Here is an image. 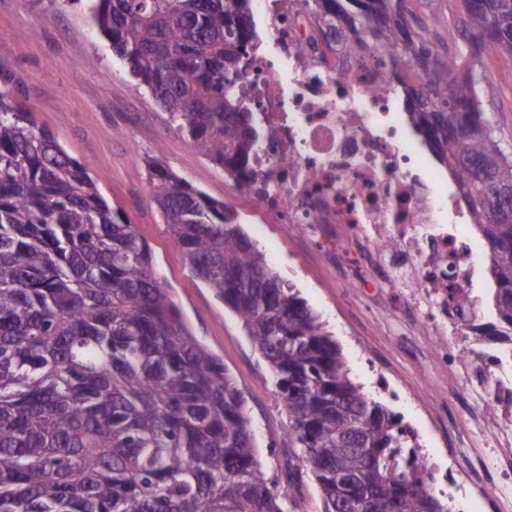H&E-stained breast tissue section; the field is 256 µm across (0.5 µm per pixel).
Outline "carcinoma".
<instances>
[{
  "label": "carcinoma",
  "instance_id": "obj_1",
  "mask_svg": "<svg viewBox=\"0 0 512 512\" xmlns=\"http://www.w3.org/2000/svg\"><path fill=\"white\" fill-rule=\"evenodd\" d=\"M436 40L407 0H311L326 47L388 52L411 124L456 180L489 249L493 331L512 345V157L477 66L512 59V0H456ZM112 53L171 126L238 181L262 126L240 79L250 0H92ZM152 198L197 278L244 322L288 414L286 484L257 460L242 394L107 204L0 70V512H285L308 482L323 512H448L400 415L350 376L341 348L267 266L237 216L155 161Z\"/></svg>",
  "mask_w": 512,
  "mask_h": 512
}]
</instances>
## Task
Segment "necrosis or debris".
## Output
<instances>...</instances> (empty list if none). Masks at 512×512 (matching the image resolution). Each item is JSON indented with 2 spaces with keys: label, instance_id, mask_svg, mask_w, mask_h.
I'll use <instances>...</instances> for the list:
<instances>
[{
  "label": "necrosis or debris",
  "instance_id": "obj_1",
  "mask_svg": "<svg viewBox=\"0 0 512 512\" xmlns=\"http://www.w3.org/2000/svg\"><path fill=\"white\" fill-rule=\"evenodd\" d=\"M261 27L244 89L277 136L253 163L248 195L288 225L350 288H397L432 341L455 292L477 296L481 248L394 92H376L384 52L324 58L307 0H253Z\"/></svg>",
  "mask_w": 512,
  "mask_h": 512
}]
</instances>
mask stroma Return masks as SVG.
Wrapping results in <instances>:
<instances>
[{
    "instance_id": "35a3bbf8",
    "label": "stroma",
    "mask_w": 512,
    "mask_h": 512,
    "mask_svg": "<svg viewBox=\"0 0 512 512\" xmlns=\"http://www.w3.org/2000/svg\"><path fill=\"white\" fill-rule=\"evenodd\" d=\"M484 99L497 136L512 153V60L484 55ZM0 69L19 81L16 96L37 124L74 158L85 162L113 211L135 224L153 268L182 310L192 332L220 356L244 397L256 433L257 458L268 471L285 472L280 450L288 445V416L268 364L241 320L194 277L151 197L145 160L154 159L239 216L243 231L279 276L289 278L319 314L346 357L351 375L373 391L378 375L396 381L411 400L377 398L414 423L413 397L439 388L440 406L425 424L428 451L447 457L449 435H469L466 453L494 466V484L470 512H505L502 493L512 489V467L498 466V451L475 427L464 400L469 384L442 362V352L421 336L388 289L348 288L334 269L308 254L236 181L194 150L187 134L132 77L124 62L89 22L84 0H0ZM303 264L309 278L288 277Z\"/></svg>"
}]
</instances>
